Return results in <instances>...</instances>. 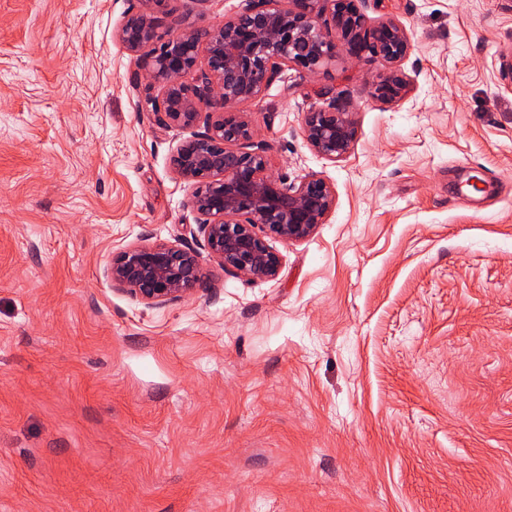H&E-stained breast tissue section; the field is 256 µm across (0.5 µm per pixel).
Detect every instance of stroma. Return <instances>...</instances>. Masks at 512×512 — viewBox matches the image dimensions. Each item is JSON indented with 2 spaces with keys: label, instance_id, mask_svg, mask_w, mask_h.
Listing matches in <instances>:
<instances>
[{
  "label": "stroma",
  "instance_id": "1",
  "mask_svg": "<svg viewBox=\"0 0 512 512\" xmlns=\"http://www.w3.org/2000/svg\"><path fill=\"white\" fill-rule=\"evenodd\" d=\"M241 5L0 0V512H512V0H361L407 28V97L340 51L244 104L274 173L335 193L275 279L113 283L129 246L202 247L117 32ZM338 94L330 161L304 121ZM336 96L326 106L308 111L304 136L307 143L323 158L335 161L350 153L354 127L346 103L339 104Z\"/></svg>",
  "mask_w": 512,
  "mask_h": 512
}]
</instances>
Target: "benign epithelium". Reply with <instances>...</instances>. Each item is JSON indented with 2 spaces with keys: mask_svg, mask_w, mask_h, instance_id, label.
Returning <instances> with one entry per match:
<instances>
[{
  "mask_svg": "<svg viewBox=\"0 0 512 512\" xmlns=\"http://www.w3.org/2000/svg\"><path fill=\"white\" fill-rule=\"evenodd\" d=\"M245 0L243 9L216 26L187 30L175 19L165 30L146 13L127 18L119 40L149 63L148 86L161 87L152 111L161 124L190 130L171 156L175 174L191 187L187 205L200 216L208 256L247 280L273 279L279 254L270 240L299 241L324 223L335 205L330 184L317 174L294 182L271 171L268 147L254 133L240 106L261 95L289 69L319 71L341 48L356 58L369 53L381 63L372 95L393 102L411 82L400 69L412 44L405 26L388 18L365 27L357 0ZM204 60V70L185 76ZM203 130H197V127ZM304 136L323 158L350 153L351 112L338 98L308 111ZM243 142L249 151L231 144ZM112 281L156 303L175 301L205 284L200 254L173 242L132 245L112 261Z\"/></svg>",
  "mask_w": 512,
  "mask_h": 512,
  "instance_id": "benign-epithelium-1",
  "label": "benign epithelium"
}]
</instances>
